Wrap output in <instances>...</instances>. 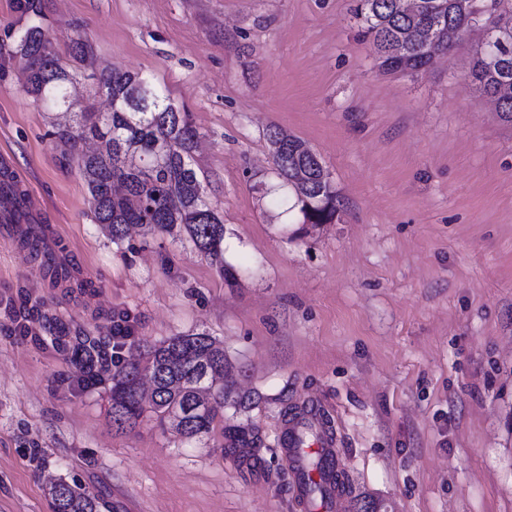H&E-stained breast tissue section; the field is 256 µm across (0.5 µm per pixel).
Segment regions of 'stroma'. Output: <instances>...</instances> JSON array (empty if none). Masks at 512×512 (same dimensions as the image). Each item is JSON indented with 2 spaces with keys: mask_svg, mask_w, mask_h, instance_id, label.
<instances>
[{
  "mask_svg": "<svg viewBox=\"0 0 512 512\" xmlns=\"http://www.w3.org/2000/svg\"><path fill=\"white\" fill-rule=\"evenodd\" d=\"M353 5L0 0V153L40 208L45 251L94 283L52 284L19 234L0 237V512H53L60 476L102 512H296L283 430L311 397L334 423L347 512H512V126L468 76L475 36L385 75ZM34 24L77 74L71 109L24 88L19 42ZM114 68L189 113L223 264L139 228L116 245L94 223L56 133L84 107L110 111L97 79ZM276 128L329 170L335 223H304L274 170ZM21 291L71 337L109 340L127 316V361L211 334L237 405L191 439L149 416L115 431L109 382L82 386L70 351L14 333ZM228 424L259 432L260 466L225 449Z\"/></svg>",
  "mask_w": 512,
  "mask_h": 512,
  "instance_id": "1",
  "label": "stroma"
}]
</instances>
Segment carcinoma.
<instances>
[{
    "instance_id": "cac0c4a2",
    "label": "carcinoma",
    "mask_w": 512,
    "mask_h": 512,
    "mask_svg": "<svg viewBox=\"0 0 512 512\" xmlns=\"http://www.w3.org/2000/svg\"><path fill=\"white\" fill-rule=\"evenodd\" d=\"M361 35L374 45L379 68L405 73L428 64L438 52L448 55L459 43L455 35L463 24L462 6L469 0H419L412 13L395 8V0H354ZM25 59L26 91L35 99L52 97L64 103L74 75L50 49L39 26L20 38ZM469 77L484 94L503 87L500 119L512 126V45L492 63L475 53ZM99 87L111 101L105 114L87 108L77 114L75 126L59 132L82 170L95 223L109 229L112 242L121 243L129 227L140 225L151 234L177 235L196 250L218 259L223 253L224 224L206 204L203 189L191 164L197 131L189 115L153 92L138 73L112 70L99 78ZM105 142L103 153L87 154L79 145L86 139ZM274 169L289 183L306 186L296 198L305 224H327L338 218L340 200L322 162L304 143L278 129L269 134ZM104 342L85 338L73 346V355H85L92 385L111 373L112 427L125 431L146 412L138 393L141 373H151L154 389L151 412L155 420L185 438L211 431L224 414L230 391L216 383L224 377V348L208 333L173 336L148 352L146 364L118 363L100 371L94 357ZM225 448L260 461L261 445L254 430L224 428ZM54 512H100L99 498L76 482L60 478L51 487Z\"/></svg>"
}]
</instances>
